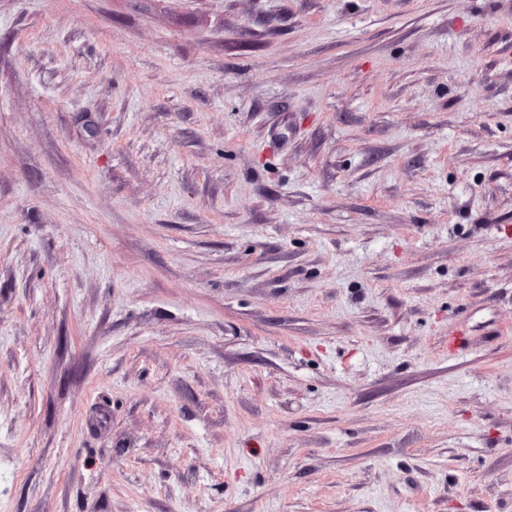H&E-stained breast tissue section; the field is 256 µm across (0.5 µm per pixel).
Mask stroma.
I'll return each instance as SVG.
<instances>
[{"label":"stroma","instance_id":"35a3bbf8","mask_svg":"<svg viewBox=\"0 0 512 512\" xmlns=\"http://www.w3.org/2000/svg\"><path fill=\"white\" fill-rule=\"evenodd\" d=\"M0 512H512V0H0Z\"/></svg>","mask_w":512,"mask_h":512}]
</instances>
